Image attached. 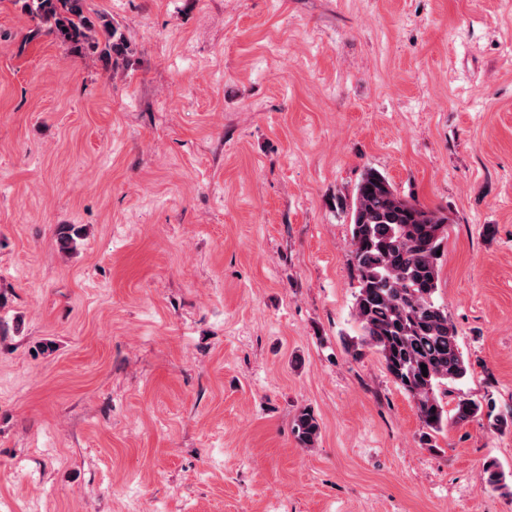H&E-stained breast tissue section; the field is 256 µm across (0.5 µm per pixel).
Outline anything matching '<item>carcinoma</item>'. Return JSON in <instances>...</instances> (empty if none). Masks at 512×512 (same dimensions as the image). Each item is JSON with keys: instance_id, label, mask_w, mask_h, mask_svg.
Listing matches in <instances>:
<instances>
[{"instance_id": "1", "label": "carcinoma", "mask_w": 512, "mask_h": 512, "mask_svg": "<svg viewBox=\"0 0 512 512\" xmlns=\"http://www.w3.org/2000/svg\"><path fill=\"white\" fill-rule=\"evenodd\" d=\"M26 10L38 24L52 23L70 42L106 57L122 53L120 44L110 41L113 32L103 43L94 36L84 0H26ZM350 224L357 277L353 316L361 345L382 357L386 371L414 402L424 428L440 433L450 423L467 424L481 414L479 403L460 399L448 410L443 402L450 386L469 370L448 309L435 299L440 274L436 252L448 237V216L402 197L385 175L370 168L356 185ZM78 239L79 231L63 227L61 250H76ZM292 432L300 447L314 448L320 425L304 409L294 418ZM483 481L512 496V482L496 464L486 466Z\"/></svg>"}]
</instances>
